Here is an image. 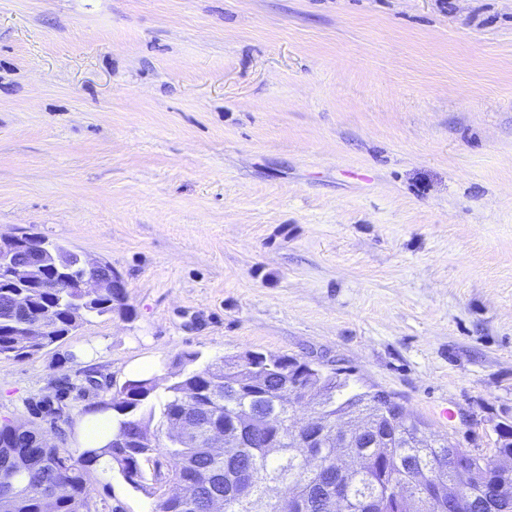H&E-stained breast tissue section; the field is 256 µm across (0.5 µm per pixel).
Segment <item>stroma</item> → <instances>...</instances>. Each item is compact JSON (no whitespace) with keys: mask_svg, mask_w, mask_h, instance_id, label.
I'll use <instances>...</instances> for the list:
<instances>
[{"mask_svg":"<svg viewBox=\"0 0 512 512\" xmlns=\"http://www.w3.org/2000/svg\"><path fill=\"white\" fill-rule=\"evenodd\" d=\"M23 231L111 264L130 311L0 359V420L75 449L131 364L258 351L492 455L512 0H0V234ZM90 487L106 512L153 507L97 469Z\"/></svg>","mask_w":512,"mask_h":512,"instance_id":"stroma-1","label":"stroma"}]
</instances>
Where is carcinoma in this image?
I'll list each match as a JSON object with an SVG mask.
<instances>
[{
  "label": "carcinoma",
  "instance_id": "1",
  "mask_svg": "<svg viewBox=\"0 0 512 512\" xmlns=\"http://www.w3.org/2000/svg\"><path fill=\"white\" fill-rule=\"evenodd\" d=\"M126 312L123 299L104 291L88 296L58 280L47 288H11L0 282V358L24 361L63 336L24 342L25 323L42 319L59 331H75L95 317ZM200 355H179L176 372L127 380L112 396V410L122 415L117 432L104 448L78 454L40 441L34 427L0 421V512H44V499L54 487L53 512H99L88 483L99 457L112 459L110 470L134 491L154 499L152 512H211L224 501V512H336L332 507L336 476V439L326 434L313 466L298 447L296 426L288 409V389H316L323 414H360L371 420L379 446L371 438L354 437L351 451L365 460L347 477L344 512H365L374 499L377 512H490L484 484L472 482L456 495L449 471L434 468L450 455L446 441L420 439L424 421L405 411L397 424L390 409L368 403L370 393L347 392V379L332 370L321 380L301 377L288 366L299 359L267 354L277 364L263 370L264 387H249L248 373L224 357L195 366ZM224 430L228 442L213 451L209 431ZM19 493L8 498L12 478ZM439 484L443 495L430 496Z\"/></svg>",
  "mask_w": 512,
  "mask_h": 512
}]
</instances>
